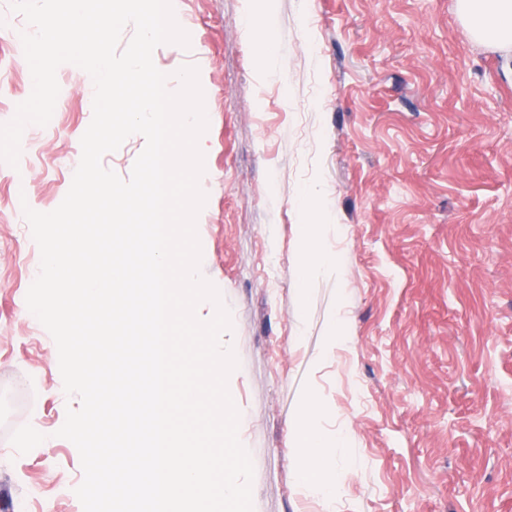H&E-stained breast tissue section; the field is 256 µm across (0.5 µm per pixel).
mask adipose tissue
I'll return each instance as SVG.
<instances>
[{
  "instance_id": "obj_1",
  "label": "adipose tissue",
  "mask_w": 512,
  "mask_h": 512,
  "mask_svg": "<svg viewBox=\"0 0 512 512\" xmlns=\"http://www.w3.org/2000/svg\"><path fill=\"white\" fill-rule=\"evenodd\" d=\"M457 11L475 42L491 48L512 47V0H457ZM314 412L313 403H306L304 423L296 434L301 450L299 484L306 495L330 502L349 476L348 470L336 463L344 438L324 433Z\"/></svg>"
}]
</instances>
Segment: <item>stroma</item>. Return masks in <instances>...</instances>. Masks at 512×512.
<instances>
[{
	"label": "stroma",
	"mask_w": 512,
	"mask_h": 512,
	"mask_svg": "<svg viewBox=\"0 0 512 512\" xmlns=\"http://www.w3.org/2000/svg\"><path fill=\"white\" fill-rule=\"evenodd\" d=\"M208 128L196 228L253 512H512V70L456 0H175ZM0 0V123L33 82ZM50 122L0 163V512H83L54 339L28 310L40 251L17 203L65 197L94 84L57 70ZM333 254L305 276L302 248ZM316 398L355 472L334 504L299 488L295 436ZM47 446L29 441L32 428Z\"/></svg>",
	"instance_id": "1"
}]
</instances>
